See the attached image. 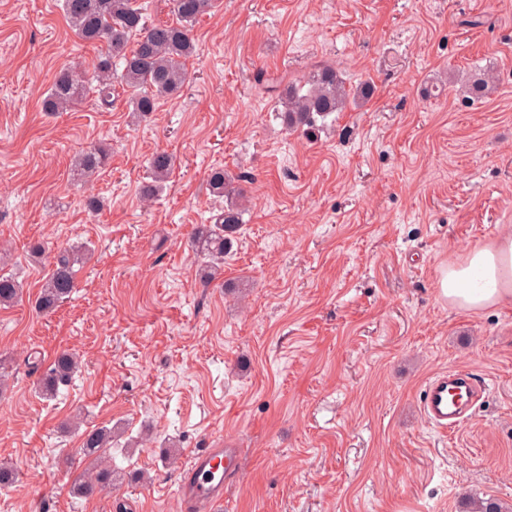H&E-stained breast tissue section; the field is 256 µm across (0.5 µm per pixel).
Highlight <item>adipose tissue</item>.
<instances>
[{"instance_id": "ef3b65f1", "label": "adipose tissue", "mask_w": 512, "mask_h": 512, "mask_svg": "<svg viewBox=\"0 0 512 512\" xmlns=\"http://www.w3.org/2000/svg\"><path fill=\"white\" fill-rule=\"evenodd\" d=\"M438 287L450 305L469 311L512 304V233L471 251L462 263L448 265Z\"/></svg>"}]
</instances>
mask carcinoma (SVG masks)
Here are the masks:
<instances>
[{
    "label": "carcinoma",
    "instance_id": "carcinoma-1",
    "mask_svg": "<svg viewBox=\"0 0 512 512\" xmlns=\"http://www.w3.org/2000/svg\"><path fill=\"white\" fill-rule=\"evenodd\" d=\"M170 4L175 22L148 25L135 0H63L62 9L74 36L99 48V53L93 83L78 80L67 68L57 74L44 100L45 111L64 112L90 94L106 104L116 79L128 89L129 105L140 118L155 112L160 98L178 93L190 81L186 62L194 53L192 27L214 8L215 0H170ZM373 93L372 85L348 88L333 67L319 66L307 78L290 82L284 89L283 123L287 130L309 137L318 121ZM106 159L105 148L91 146L80 154L77 170L84 178H91ZM173 166V156L165 151L152 156L150 180L140 187L142 199L149 201L160 194ZM235 182L236 177L223 168L211 170L210 191L225 198L226 204L212 223L199 224L191 233L190 248L199 259L197 273L205 284L221 278L224 256L232 253L239 239L243 191ZM84 261L85 255L75 246L56 250L53 268L35 300L40 311L51 312L70 297L75 288V266ZM21 296L22 285L13 277L1 275L0 308L13 306ZM79 369L76 354H58L38 380L39 395L47 400L56 398L60 386L71 382ZM117 446L112 426L82 433L81 452L90 464L71 483L74 496L89 499L112 486L114 467L109 451Z\"/></svg>",
    "mask_w": 512,
    "mask_h": 512
}]
</instances>
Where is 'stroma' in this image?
<instances>
[{"instance_id":"1","label":"stroma","mask_w":512,"mask_h":512,"mask_svg":"<svg viewBox=\"0 0 512 512\" xmlns=\"http://www.w3.org/2000/svg\"><path fill=\"white\" fill-rule=\"evenodd\" d=\"M61 6L0 0V275L24 294L0 310V465L18 474L0 512H182L190 456L226 446L242 459L223 512L512 508V305L472 312L438 292L443 268L512 231V0H218L194 27L190 83L141 122L120 88L44 112L57 72L97 55ZM320 64L376 90L309 139L286 130L280 95ZM482 73L493 90L463 101ZM91 145L109 159L85 182L74 161ZM159 150L175 168L146 201ZM215 166L246 195L224 261L236 298L200 281L187 245L224 207ZM77 244L73 293L37 314L51 254ZM65 350L82 366L41 399L39 373ZM448 369L486 392L445 434L419 394ZM77 413L82 430L140 442L86 500L69 493Z\"/></svg>"}]
</instances>
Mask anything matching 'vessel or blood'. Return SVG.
<instances>
[{"mask_svg":"<svg viewBox=\"0 0 512 512\" xmlns=\"http://www.w3.org/2000/svg\"><path fill=\"white\" fill-rule=\"evenodd\" d=\"M484 392V381L469 371H441L426 382L420 408L435 428L453 430L470 417ZM239 464V449L197 450L179 478L183 512H217L224 503V483L237 475Z\"/></svg>","mask_w":512,"mask_h":512,"instance_id":"b4317fda","label":"vessel or blood"}]
</instances>
